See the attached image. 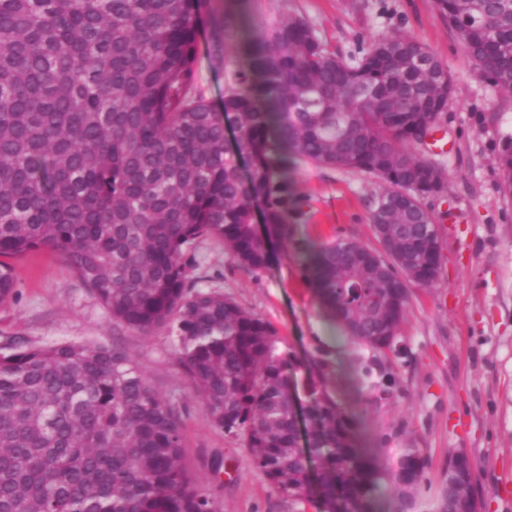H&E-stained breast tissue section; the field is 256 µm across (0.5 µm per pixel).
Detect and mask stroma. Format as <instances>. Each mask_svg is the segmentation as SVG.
<instances>
[{
    "instance_id": "35a3bbf8",
    "label": "stroma",
    "mask_w": 512,
    "mask_h": 512,
    "mask_svg": "<svg viewBox=\"0 0 512 512\" xmlns=\"http://www.w3.org/2000/svg\"><path fill=\"white\" fill-rule=\"evenodd\" d=\"M226 8L240 15L248 38L284 16L303 18L345 58L359 55L375 35L401 31L429 46L447 68L453 82L443 124L448 151L417 149L447 180L444 193L424 201L436 217L440 282L431 290L410 285L396 350L382 356L357 347L336 326L297 249L336 237L377 247L368 221L380 189L373 175L298 164L288 173L290 190L302 201L288 219L292 244H273L271 265L249 271L221 241L209 239L196 249L197 273L203 287L224 292L277 329L281 349L299 361L290 372L298 407L307 405L308 363L321 362L359 447L388 456L419 450L426 468L416 512H438L455 448L474 464L481 512H512V192L503 190L496 167L501 145L512 139V93L475 75L433 0H201L195 78L217 107L232 76L213 47L211 21ZM12 266L16 295L0 306V353L20 345L123 349L161 395L182 407L185 462L218 512H322L320 496L299 501L276 491L243 440L211 424L167 332L144 335L114 325L52 251L31 252Z\"/></svg>"
}]
</instances>
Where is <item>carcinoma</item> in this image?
<instances>
[{"instance_id":"1","label":"carcinoma","mask_w":512,"mask_h":512,"mask_svg":"<svg viewBox=\"0 0 512 512\" xmlns=\"http://www.w3.org/2000/svg\"><path fill=\"white\" fill-rule=\"evenodd\" d=\"M434 0L478 77L512 93V0ZM199 0H0V305L16 294L6 262L60 253L112 318L165 328L212 424L242 437L275 488L301 500L308 459L325 512H413L425 461L356 447L349 414L310 370L308 449L297 447L289 370L276 328L198 287L197 244L218 239L237 265L269 263L262 222L288 241L298 162L376 176L369 215L381 249L337 237L308 249L311 280L353 343L393 350L408 284L434 288V217L411 150L448 107V70L395 31L348 61L309 23L285 18L248 42L224 10L217 38L236 82L221 110L194 79ZM430 64L416 70L414 56ZM238 131L225 142L228 114ZM182 412L116 348L29 347L0 354V512H210L184 462ZM472 472L448 470L439 512H464Z\"/></svg>"}]
</instances>
